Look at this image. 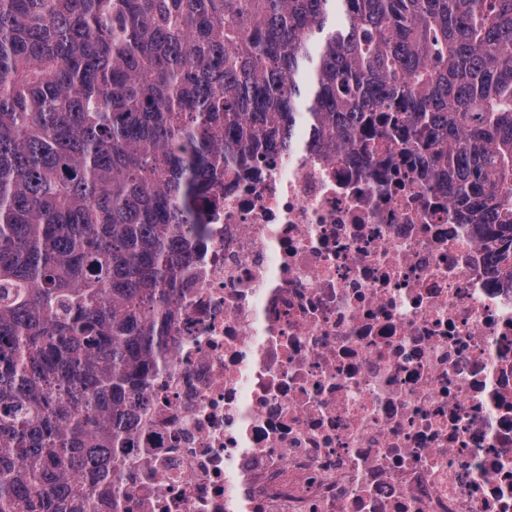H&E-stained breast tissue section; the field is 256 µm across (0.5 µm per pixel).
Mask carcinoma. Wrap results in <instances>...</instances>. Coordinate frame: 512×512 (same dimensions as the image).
<instances>
[{
  "label": "carcinoma",
  "instance_id": "carcinoma-1",
  "mask_svg": "<svg viewBox=\"0 0 512 512\" xmlns=\"http://www.w3.org/2000/svg\"><path fill=\"white\" fill-rule=\"evenodd\" d=\"M310 133L435 149L512 274V0H0V512H82L187 215Z\"/></svg>",
  "mask_w": 512,
  "mask_h": 512
}]
</instances>
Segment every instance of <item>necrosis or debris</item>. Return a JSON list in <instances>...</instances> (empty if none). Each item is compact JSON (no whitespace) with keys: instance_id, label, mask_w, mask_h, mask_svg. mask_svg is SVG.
Returning a JSON list of instances; mask_svg holds the SVG:
<instances>
[{"instance_id":"obj_1","label":"necrosis or debris","mask_w":512,"mask_h":512,"mask_svg":"<svg viewBox=\"0 0 512 512\" xmlns=\"http://www.w3.org/2000/svg\"><path fill=\"white\" fill-rule=\"evenodd\" d=\"M434 156L224 167L89 512H512V278Z\"/></svg>"}]
</instances>
